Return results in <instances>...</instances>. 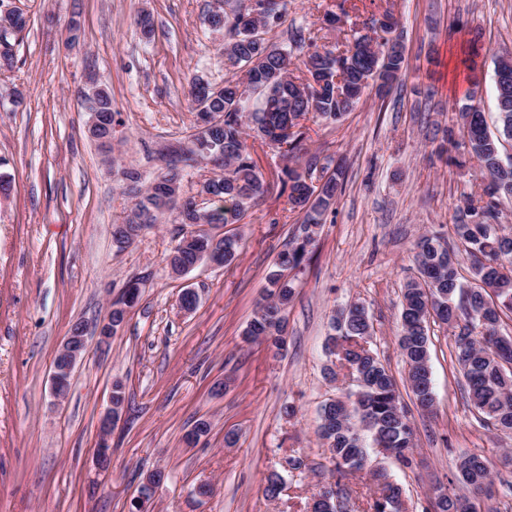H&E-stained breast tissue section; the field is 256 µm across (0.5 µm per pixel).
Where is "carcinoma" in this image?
<instances>
[{"mask_svg": "<svg viewBox=\"0 0 512 512\" xmlns=\"http://www.w3.org/2000/svg\"><path fill=\"white\" fill-rule=\"evenodd\" d=\"M236 0L219 22L206 16L223 34L219 54L224 58V83L196 80L190 88L193 103L205 92L221 122L198 127L186 148L155 177L156 186L136 189L139 199L122 224L112 225V235L122 234L133 245L141 233L159 223L169 211L177 210L181 235L166 258L171 273L180 276L208 258L231 264L237 257V236L224 241V253L212 239L188 230L192 224H238L245 212L267 192L262 172L253 160L247 140L259 138L283 157L295 156L304 137L300 121L311 114L328 123H339L358 104L370 83L378 91L398 81L405 56L402 33L390 12L373 19L367 27L373 35L361 34L334 51H320L308 27H294L282 43L272 32L288 13V0L277 8L255 14ZM27 18L0 0V69L12 70L14 44L10 38L22 32ZM299 75H293V71ZM497 133L489 131L485 113L467 105L458 113L462 145L488 178L484 193L464 196L462 217L453 225V239L425 234L415 245L417 275L404 287L399 338L407 380L417 408L429 412L434 392L428 334L430 321L456 329L455 361L465 380L466 400L478 419L497 430L512 432V347L503 348L495 339L502 316L512 313L496 303V292L512 297V231L500 223L499 199L512 198V158H503V141H512V58L502 56L495 68ZM205 163L213 166V179L203 183L211 195L209 209L194 211L168 197V183L181 182V172ZM289 202L304 213L298 234L277 256L267 276L266 296L244 336L262 341L278 350L284 344L285 310L295 290L291 273L301 269L309 247L315 241L322 216L343 191L338 169L318 167L315 158L303 167H288ZM320 182L316 186L312 181ZM479 215L478 221L467 218ZM468 275H463V261ZM328 336L329 354L339 358L341 367L364 377L355 400L327 399L320 408L319 437L327 445L336 474L343 478L364 466L366 440L403 463L414 447L408 412L400 401L390 369L370 347L373 325L361 305L354 304L332 323ZM458 483L470 490L492 485L491 473L478 454H464L456 464ZM375 490L371 512H405L401 488L383 469L373 473ZM285 484L281 472L265 478L264 494L276 499ZM467 497L456 492L440 493L434 512H468Z\"/></svg>", "mask_w": 512, "mask_h": 512, "instance_id": "1", "label": "carcinoma"}]
</instances>
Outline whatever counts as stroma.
Here are the masks:
<instances>
[{
    "label": "stroma",
    "mask_w": 512,
    "mask_h": 512,
    "mask_svg": "<svg viewBox=\"0 0 512 512\" xmlns=\"http://www.w3.org/2000/svg\"><path fill=\"white\" fill-rule=\"evenodd\" d=\"M14 3L28 23L13 41V69L0 72V176L11 184L0 200V512H128L158 468L168 478L148 512H304L321 485L336 481L356 512H370L377 468L401 487L408 512H428L437 489L457 490L455 464L466 453L482 455L494 477L481 512H512V434L484 426L467 404L452 331L430 329L431 413L416 408L399 349L416 242L426 233L449 236L464 195L484 187L475 161L447 163L443 130L469 103L494 118L495 62L512 52V0H290L287 25H308L329 49L366 18L391 11L407 70L388 95L367 88L342 122H302L301 156L342 164L343 192L295 282L280 352L243 336L278 253L303 220L289 203L277 151L252 144L268 191L236 225L231 265L204 263L173 277L165 262L178 241L173 212L125 250L112 239L136 201L123 170L155 176L165 145L196 124L192 78L224 79L203 23L217 0ZM329 13L340 23L329 26ZM145 14L147 37L137 24ZM474 43L471 87L461 75ZM91 72L122 118L108 160L85 133L88 114L77 97ZM131 279L143 288L123 327L109 347L90 345L67 395L53 398L56 350L75 324L103 320ZM186 288L199 295L191 312L179 308ZM353 303L368 311L373 347L396 380L415 447L407 466L369 449L365 470L340 479L318 435L319 411L356 389L346 371L329 378L325 353L333 318ZM117 380L126 400L103 473L94 459L98 421ZM200 420L208 434L187 443ZM287 454L307 468L286 475L280 499H266L265 478ZM204 481L214 493L202 499L195 490Z\"/></svg>",
    "instance_id": "stroma-1"
}]
</instances>
